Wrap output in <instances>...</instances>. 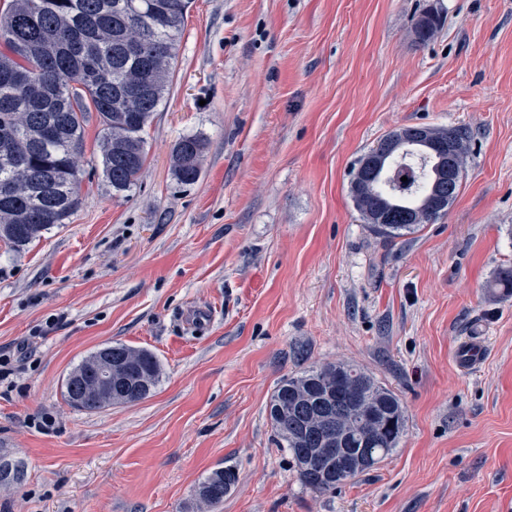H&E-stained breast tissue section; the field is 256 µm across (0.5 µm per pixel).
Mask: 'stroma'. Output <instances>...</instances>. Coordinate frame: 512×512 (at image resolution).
Listing matches in <instances>:
<instances>
[{
    "mask_svg": "<svg viewBox=\"0 0 512 512\" xmlns=\"http://www.w3.org/2000/svg\"><path fill=\"white\" fill-rule=\"evenodd\" d=\"M443 22L427 41L423 10ZM467 125L445 215L386 244L350 193L403 126ZM85 127L81 206L22 251L0 242V512H512V0H192L130 191ZM201 175H174L183 136ZM486 342L477 368L456 360ZM152 351L148 398L72 408L105 344ZM349 362L406 412L397 450L317 493L278 447L284 378ZM232 468L214 509L200 480ZM204 146V141L197 136L183 137L175 145L172 153L173 170L182 183L191 184L198 179ZM185 156H191V162Z\"/></svg>",
    "mask_w": 512,
    "mask_h": 512,
    "instance_id": "stroma-1",
    "label": "stroma"
}]
</instances>
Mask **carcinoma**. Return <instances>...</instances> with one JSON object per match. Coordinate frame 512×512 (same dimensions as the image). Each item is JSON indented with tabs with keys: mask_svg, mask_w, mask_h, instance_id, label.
<instances>
[{
	"mask_svg": "<svg viewBox=\"0 0 512 512\" xmlns=\"http://www.w3.org/2000/svg\"><path fill=\"white\" fill-rule=\"evenodd\" d=\"M189 0H10L0 14V240L15 251L61 224H68L80 204L78 161L84 153V126L94 116L103 174L113 190H130L147 160L144 132L165 100L172 81ZM460 144L448 158L454 172L448 203L458 196L463 157L471 131L450 128ZM204 141L179 140L172 153L179 181L200 174ZM421 172L408 157L390 165L386 178L369 184L351 182V193L368 229L384 240L416 232L425 220L414 210L432 188V163L419 159ZM408 170L410 174L403 175ZM407 181H401L402 177ZM490 289L512 295V266L500 268ZM112 362L130 368L112 391L126 403L141 401L156 389L162 374L149 351L114 343ZM89 355L67 378L66 401L75 409L96 411L99 398L88 389ZM364 405L376 437L363 445L349 435L339 444L343 457L392 454L405 430L400 398L364 370L350 363H330L286 378L275 389L269 417L277 444L291 457L300 481L314 492L336 486L310 469L309 451L319 447V421L344 425ZM237 474L217 469L196 488L210 505L224 502Z\"/></svg>",
	"mask_w": 512,
	"mask_h": 512,
	"instance_id": "obj_1",
	"label": "carcinoma"
}]
</instances>
